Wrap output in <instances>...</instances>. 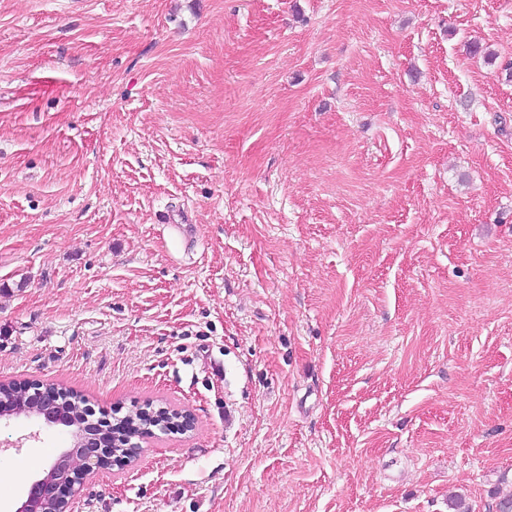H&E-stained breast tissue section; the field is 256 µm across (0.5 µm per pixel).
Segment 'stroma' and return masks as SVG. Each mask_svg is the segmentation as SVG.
Returning <instances> with one entry per match:
<instances>
[{
    "instance_id": "35a3bbf8",
    "label": "stroma",
    "mask_w": 512,
    "mask_h": 512,
    "mask_svg": "<svg viewBox=\"0 0 512 512\" xmlns=\"http://www.w3.org/2000/svg\"><path fill=\"white\" fill-rule=\"evenodd\" d=\"M510 61L512 0H0V382L194 419L75 512H497ZM69 440L0 422V512Z\"/></svg>"
}]
</instances>
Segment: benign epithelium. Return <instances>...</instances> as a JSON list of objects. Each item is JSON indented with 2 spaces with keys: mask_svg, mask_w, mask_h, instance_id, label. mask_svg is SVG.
Instances as JSON below:
<instances>
[{
  "mask_svg": "<svg viewBox=\"0 0 512 512\" xmlns=\"http://www.w3.org/2000/svg\"><path fill=\"white\" fill-rule=\"evenodd\" d=\"M27 404L18 410L9 401H0V420L25 415L47 426H75L72 446L62 449L43 476L35 479L15 512H69L84 481L108 465L126 467L134 462L139 449L133 443H120L106 414L94 417L88 410L84 420L72 424L61 409L62 390L34 381L26 387Z\"/></svg>",
  "mask_w": 512,
  "mask_h": 512,
  "instance_id": "1",
  "label": "benign epithelium"
}]
</instances>
